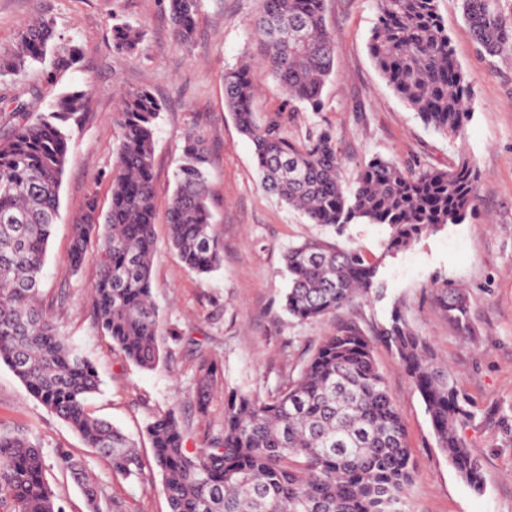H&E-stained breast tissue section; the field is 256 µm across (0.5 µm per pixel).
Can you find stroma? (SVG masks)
Listing matches in <instances>:
<instances>
[{
	"label": "stroma",
	"mask_w": 512,
	"mask_h": 512,
	"mask_svg": "<svg viewBox=\"0 0 512 512\" xmlns=\"http://www.w3.org/2000/svg\"><path fill=\"white\" fill-rule=\"evenodd\" d=\"M165 7V0H0V54L16 48L20 28L41 20L52 22L63 43L80 51L67 65L57 64L52 50L24 77L0 74V113L18 98L37 115L50 112L72 88L90 94L73 127L41 294L55 305L60 333L97 370L101 385L90 399L93 415L137 439L147 459V424L156 415L174 413L186 448L196 450L222 428L226 392L276 393L298 376L325 336L352 325L372 338L374 360L402 415L414 466L406 512H512V50L495 56L480 51L460 0H439L456 61L474 81L471 120L464 137L453 140L427 128L374 66L367 40L376 0H326V22L336 36L335 75L324 87L318 112L289 104L259 59L252 27L258 0H199L195 35L187 45L172 34ZM120 25L139 32L134 53L114 48L112 29ZM241 66L250 69L257 112L293 111L292 138L304 139L317 127L332 130L346 177L376 155L438 167L470 157L479 174L475 217L423 235L394 255L384 252L382 226L351 224L339 233L310 223L263 187L254 146L225 107L224 74ZM141 89L164 104L155 129L157 252L151 274L164 360L153 370L123 359L95 326V253H88L77 274L66 270L71 226L83 218L88 198L96 199L99 212L109 208L118 144L114 117L121 96ZM191 131L203 136L208 148L212 223L223 245L222 265L205 277L187 268L168 243V200ZM314 239L360 249L378 263L382 288L319 320L288 315L283 256L289 247ZM446 281L460 285L469 300V333H462L440 304L439 287ZM397 302L458 380L468 410L459 433L483 463L481 491L458 477L437 445L419 392L395 353L376 339ZM203 357L221 366L204 416L193 399L195 367ZM17 428L40 443L46 477L67 512L87 509L80 488L56 465L63 451L81 460L127 512H168L157 471L146 472L140 482L113 480L109 461L86 448L0 362V430Z\"/></svg>",
	"instance_id": "1"
}]
</instances>
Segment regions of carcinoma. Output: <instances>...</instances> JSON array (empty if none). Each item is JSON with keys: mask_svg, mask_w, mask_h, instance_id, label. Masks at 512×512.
<instances>
[{"mask_svg": "<svg viewBox=\"0 0 512 512\" xmlns=\"http://www.w3.org/2000/svg\"><path fill=\"white\" fill-rule=\"evenodd\" d=\"M499 2L461 0L470 32L489 55L512 47V23ZM168 12L175 36L190 42L198 0H168ZM253 26L262 59L284 94L319 111L335 62L325 0H259ZM112 41L130 52L139 35L119 26ZM54 42L48 21L23 27L17 49L0 58V71L24 75ZM368 49L394 93L427 127L449 138L463 137L473 80L456 64L438 0H377ZM224 97L239 131L254 145L264 186L313 224L339 232L349 224L384 225L385 250L393 253L426 232L465 222L474 208L478 172L465 157L448 167L412 168L374 156L347 182L331 129L321 127L304 141L292 139L284 117L255 111L247 68L225 73ZM88 100L87 90H74L59 96L52 112L36 117L21 103L9 113L10 127L0 136V361L85 447L110 461L115 479L134 481L142 478L146 461L133 439L88 410L89 397L99 390L98 374L61 336L51 309L40 299L71 122ZM161 111L160 100L148 90L122 98L110 208L101 215L96 200L87 201L84 218L71 225L67 260V271L77 273L90 241L96 242V325L126 360L143 369H154L162 360V324L151 294L154 131ZM174 181L167 209L169 244L189 269L208 275L221 266L223 247L211 224L205 147L195 133L185 138L184 161ZM284 261L289 278L284 309L300 321L333 314L381 287L379 264L355 247L305 242L289 248ZM441 293L448 317L468 332L465 295L448 283ZM378 336L420 393L451 466L473 490H481L482 463L458 433L468 411L450 371L437 364L399 307ZM219 374L215 360L200 359L196 403L203 414ZM223 418V428L193 453L184 448L174 414L158 415L147 425L152 464L162 476L169 512H401L413 480L406 433L371 340L357 328L342 327L325 337L297 378L276 394L229 392ZM59 465L83 486L89 512H125L120 500L88 477L81 462L63 454ZM0 509L65 512L46 480L40 444L19 430H0Z\"/></svg>", "mask_w": 512, "mask_h": 512, "instance_id": "carcinoma-1", "label": "carcinoma"}]
</instances>
